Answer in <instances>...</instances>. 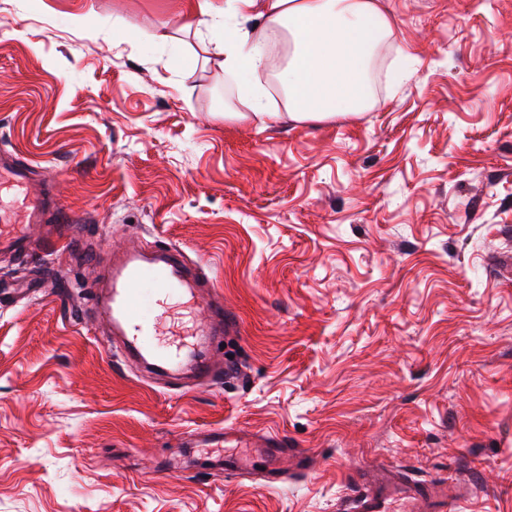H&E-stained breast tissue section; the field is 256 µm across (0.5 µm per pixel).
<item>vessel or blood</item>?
I'll return each instance as SVG.
<instances>
[{
	"label": "vessel or blood",
	"instance_id": "obj_1",
	"mask_svg": "<svg viewBox=\"0 0 512 512\" xmlns=\"http://www.w3.org/2000/svg\"><path fill=\"white\" fill-rule=\"evenodd\" d=\"M18 190L15 207L0 212V253L20 257L35 250L31 227L44 224L51 240L73 246L79 233L74 215L65 212L48 186L36 181L28 162L9 151L0 152V187ZM100 275L84 300V312L105 321L112 336L120 337L124 356L162 372L191 370L198 384L213 382L219 365L208 356L206 344L223 335L228 318L214 278L190 263L176 246L144 251L126 247L89 257ZM176 298L192 316V327L180 343L161 345L156 306ZM353 512H396L392 502L373 488H363L352 502Z\"/></svg>",
	"mask_w": 512,
	"mask_h": 512
}]
</instances>
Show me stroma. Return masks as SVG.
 <instances>
[{"label": "stroma", "instance_id": "1", "mask_svg": "<svg viewBox=\"0 0 512 512\" xmlns=\"http://www.w3.org/2000/svg\"><path fill=\"white\" fill-rule=\"evenodd\" d=\"M190 0H0V148L29 162L84 244L172 243L217 281L228 373L191 392L108 361L81 318L96 277L64 246L0 309V512H340L368 469L512 512V0H379L394 35L371 110L224 118L269 73L224 75ZM286 437L311 468L217 476L198 432ZM181 459L184 471L157 464Z\"/></svg>", "mask_w": 512, "mask_h": 512}]
</instances>
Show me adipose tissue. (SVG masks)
Masks as SVG:
<instances>
[{
  "mask_svg": "<svg viewBox=\"0 0 512 512\" xmlns=\"http://www.w3.org/2000/svg\"><path fill=\"white\" fill-rule=\"evenodd\" d=\"M189 16L223 29L214 63L233 76L260 71L268 33L280 30L288 58L276 79L294 121L358 114L373 104L369 71L392 34L378 0H195Z\"/></svg>",
  "mask_w": 512,
  "mask_h": 512,
  "instance_id": "1",
  "label": "adipose tissue"
}]
</instances>
